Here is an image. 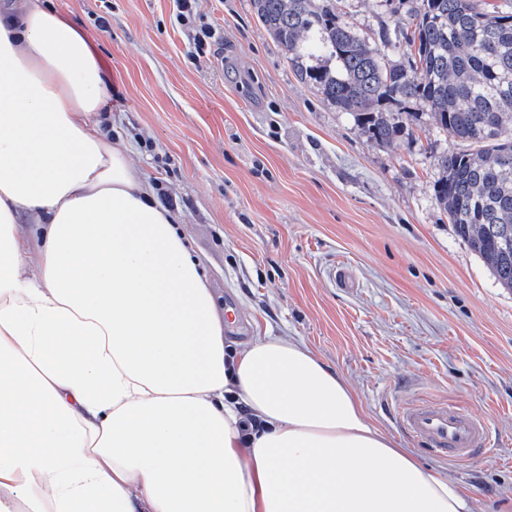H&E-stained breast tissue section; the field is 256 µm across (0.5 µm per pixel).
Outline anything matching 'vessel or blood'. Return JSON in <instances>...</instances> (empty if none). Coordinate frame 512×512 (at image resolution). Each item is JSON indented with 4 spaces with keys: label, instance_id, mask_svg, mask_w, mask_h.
I'll return each mask as SVG.
<instances>
[{
    "label": "vessel or blood",
    "instance_id": "obj_1",
    "mask_svg": "<svg viewBox=\"0 0 512 512\" xmlns=\"http://www.w3.org/2000/svg\"><path fill=\"white\" fill-rule=\"evenodd\" d=\"M399 422L417 444L432 455L464 461L492 445L487 426L466 411L444 401L405 404Z\"/></svg>",
    "mask_w": 512,
    "mask_h": 512
}]
</instances>
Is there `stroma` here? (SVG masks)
<instances>
[{
    "label": "stroma",
    "instance_id": "35a3bbf8",
    "mask_svg": "<svg viewBox=\"0 0 512 512\" xmlns=\"http://www.w3.org/2000/svg\"><path fill=\"white\" fill-rule=\"evenodd\" d=\"M74 20L112 85L119 124L157 198L171 199L240 348L303 342L346 379L371 423L431 470L512 512V290L436 203V158L453 147L428 113L391 143L328 106L291 68L251 0H48ZM366 37L404 22L395 0H343ZM218 41L196 50L197 28ZM436 399L483 419L491 454L442 461L398 424Z\"/></svg>",
    "mask_w": 512,
    "mask_h": 512
}]
</instances>
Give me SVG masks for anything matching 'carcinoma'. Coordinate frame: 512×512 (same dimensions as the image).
Segmentation results:
<instances>
[{
    "mask_svg": "<svg viewBox=\"0 0 512 512\" xmlns=\"http://www.w3.org/2000/svg\"><path fill=\"white\" fill-rule=\"evenodd\" d=\"M342 0H252L302 82L350 112L377 143L417 110L463 147L437 158V205L497 281L512 288V0H398L408 26L360 35ZM409 47L392 61L385 47ZM322 55L334 65H313Z\"/></svg>",
    "mask_w": 512,
    "mask_h": 512,
    "instance_id": "cac0c4a2",
    "label": "carcinoma"
}]
</instances>
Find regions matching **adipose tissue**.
Instances as JSON below:
<instances>
[{"label":"adipose tissue","mask_w":512,"mask_h":512,"mask_svg":"<svg viewBox=\"0 0 512 512\" xmlns=\"http://www.w3.org/2000/svg\"><path fill=\"white\" fill-rule=\"evenodd\" d=\"M111 109L72 20L0 8V512H482L304 344L226 348Z\"/></svg>","instance_id":"adipose-tissue-1"}]
</instances>
